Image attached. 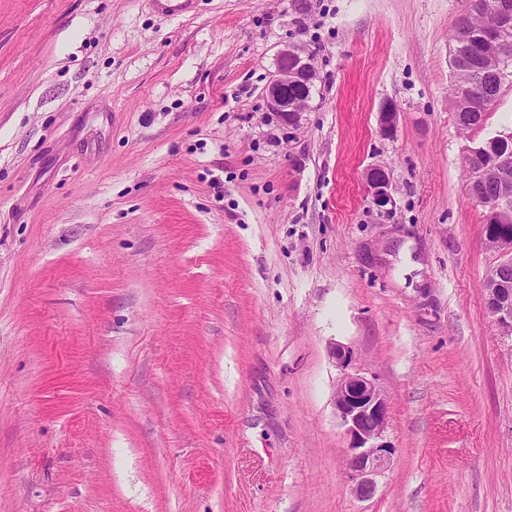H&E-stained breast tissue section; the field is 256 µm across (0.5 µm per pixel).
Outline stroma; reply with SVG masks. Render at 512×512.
Segmentation results:
<instances>
[{
    "label": "stroma",
    "mask_w": 512,
    "mask_h": 512,
    "mask_svg": "<svg viewBox=\"0 0 512 512\" xmlns=\"http://www.w3.org/2000/svg\"><path fill=\"white\" fill-rule=\"evenodd\" d=\"M469 6L0 0V512H512L507 252L464 169L512 129V66L461 130ZM288 45L317 79L284 125ZM346 371L390 403L369 498ZM317 77L310 54L295 47L281 49L278 53L277 68L266 86V102L269 112L281 121L295 120L309 100V90ZM454 84L451 90V103L454 112H456L457 122L463 130H474L483 124L486 112L490 109L492 103L483 100L480 91L483 85V75L477 72H470L462 69L453 70ZM461 86H469L474 97L464 99L459 94ZM366 181L371 202L376 208L387 209V206H393V186L385 167L378 165L370 168L366 174ZM487 310L495 322L512 339V286L498 275H491L487 281Z\"/></svg>",
    "instance_id": "stroma-1"
}]
</instances>
